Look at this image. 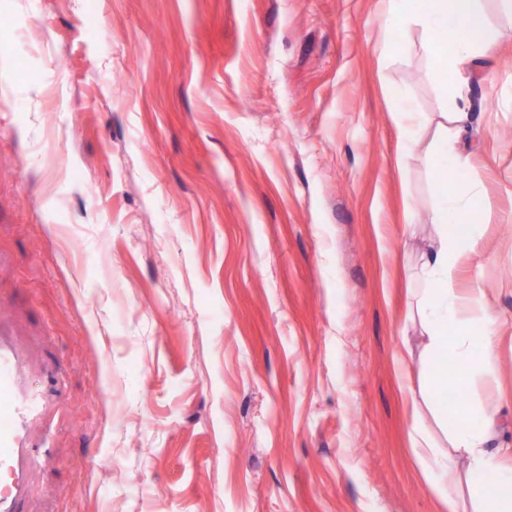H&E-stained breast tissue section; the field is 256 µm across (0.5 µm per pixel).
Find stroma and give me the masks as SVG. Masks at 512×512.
<instances>
[{
    "label": "stroma",
    "mask_w": 512,
    "mask_h": 512,
    "mask_svg": "<svg viewBox=\"0 0 512 512\" xmlns=\"http://www.w3.org/2000/svg\"><path fill=\"white\" fill-rule=\"evenodd\" d=\"M471 69L512 441V19ZM381 0H0V326L47 400L27 512H448L416 466L410 316L441 87ZM411 49L383 60V44ZM395 100L398 105L397 112H394L395 120L404 132L398 164L400 168H404L407 160L414 155L419 146L417 128L425 125L428 119L422 113L413 112L409 98L402 93H396Z\"/></svg>",
    "instance_id": "1"
}]
</instances>
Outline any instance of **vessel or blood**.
<instances>
[{"mask_svg":"<svg viewBox=\"0 0 512 512\" xmlns=\"http://www.w3.org/2000/svg\"><path fill=\"white\" fill-rule=\"evenodd\" d=\"M23 365L12 336L0 332V512H25L30 479L41 458L29 439L44 398L41 390L25 385Z\"/></svg>","mask_w":512,"mask_h":512,"instance_id":"vessel-or-blood-1","label":"vessel or blood"}]
</instances>
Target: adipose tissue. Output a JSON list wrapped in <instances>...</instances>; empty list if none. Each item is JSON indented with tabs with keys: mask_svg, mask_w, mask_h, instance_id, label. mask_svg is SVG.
Masks as SVG:
<instances>
[{
	"mask_svg": "<svg viewBox=\"0 0 512 512\" xmlns=\"http://www.w3.org/2000/svg\"><path fill=\"white\" fill-rule=\"evenodd\" d=\"M382 16L386 27L419 33L436 74L454 77L442 90L444 110L424 149L417 130L426 116L412 110L407 96H395V120L404 132L399 165H406L420 148L433 169L459 178L455 184L434 186V243L421 265L422 287L416 293L424 337L419 393L442 435L416 429L413 452L422 471L432 476L434 492L447 501L448 512H512V444L490 448L494 414L466 398L477 382L494 374L497 321L483 288L462 294L454 287L458 269L478 258L472 220L483 196L478 183L464 181L469 159L456 143L471 109L469 66L495 33L481 0H383ZM452 215L457 218L453 224L448 221ZM452 388L463 391V398L449 401Z\"/></svg>",
	"mask_w": 512,
	"mask_h": 512,
	"instance_id": "obj_1",
	"label": "adipose tissue"
}]
</instances>
